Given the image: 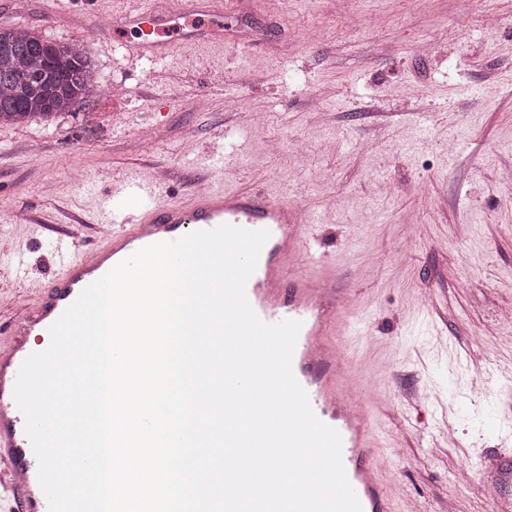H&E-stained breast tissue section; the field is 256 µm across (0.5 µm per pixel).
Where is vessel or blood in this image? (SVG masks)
Instances as JSON below:
<instances>
[{"instance_id": "b4317fda", "label": "vessel or blood", "mask_w": 512, "mask_h": 512, "mask_svg": "<svg viewBox=\"0 0 512 512\" xmlns=\"http://www.w3.org/2000/svg\"><path fill=\"white\" fill-rule=\"evenodd\" d=\"M132 2L129 13L98 20L104 39L121 42L127 33H134L136 40L129 47L132 62L166 58L171 37L182 36L187 26L218 41L224 38V14L210 0H184L176 14L142 0ZM178 175L177 168L161 167L149 179L127 176L107 201L109 231L105 234L99 225L74 217L52 230L35 212H21L20 222L51 246L56 274L39 287L26 285L25 254L0 250V270L12 281L11 287L0 290V512H49L38 480V461L13 391L23 361L49 346L50 326L85 287L139 249L223 224L269 231L246 285L247 298L265 322L301 321L293 373L317 418L342 437L345 473L362 512H392L368 446L367 416L345 400L340 388L344 364L327 341L332 329L343 325L345 292L337 288L335 278H313L303 272L310 259L303 242L311 215L266 191L224 188L217 184L210 166L190 185L186 200L158 203L159 178ZM481 473L494 512H501L512 501V457L501 454L488 460Z\"/></svg>"}]
</instances>
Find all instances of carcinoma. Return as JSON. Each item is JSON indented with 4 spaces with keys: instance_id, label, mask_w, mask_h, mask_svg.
Masks as SVG:
<instances>
[{
    "instance_id": "1",
    "label": "carcinoma",
    "mask_w": 512,
    "mask_h": 512,
    "mask_svg": "<svg viewBox=\"0 0 512 512\" xmlns=\"http://www.w3.org/2000/svg\"><path fill=\"white\" fill-rule=\"evenodd\" d=\"M98 93L95 65L81 45L25 25L0 27V124L46 123Z\"/></svg>"
}]
</instances>
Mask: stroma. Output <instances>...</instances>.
<instances>
[{"label":"stroma","mask_w":512,"mask_h":512,"mask_svg":"<svg viewBox=\"0 0 512 512\" xmlns=\"http://www.w3.org/2000/svg\"><path fill=\"white\" fill-rule=\"evenodd\" d=\"M223 2V45L179 40L140 66L92 22H46L49 0H0V26L84 44L104 88L49 124L0 125V225L38 284L49 246L14 213L100 223L108 188L73 168L172 164L159 193L181 199L198 158L225 152L226 187L317 217L309 272L335 275L361 324L331 341L393 512H490L481 459L512 454V0Z\"/></svg>","instance_id":"stroma-1"}]
</instances>
